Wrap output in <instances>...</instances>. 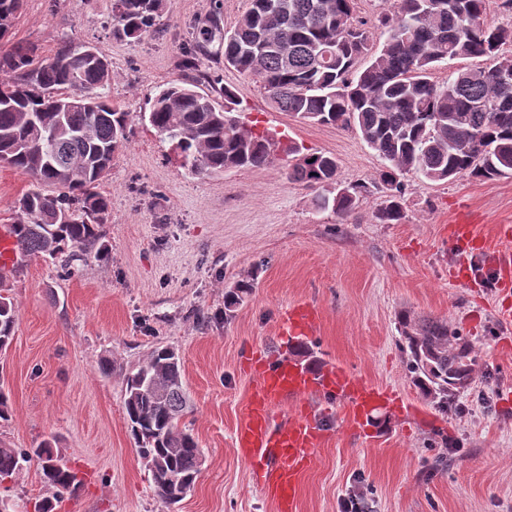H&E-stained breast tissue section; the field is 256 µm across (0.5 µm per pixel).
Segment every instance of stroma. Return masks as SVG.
<instances>
[{"instance_id": "35a3bbf8", "label": "stroma", "mask_w": 512, "mask_h": 512, "mask_svg": "<svg viewBox=\"0 0 512 512\" xmlns=\"http://www.w3.org/2000/svg\"><path fill=\"white\" fill-rule=\"evenodd\" d=\"M249 0H163L167 34L112 37V0H26L13 38L50 54L75 39L109 60V95L141 111L156 88L182 78L190 24L220 8L232 28ZM200 69L237 96L235 116L276 132L268 166L194 175L170 143L135 125L101 190L112 202L104 256L73 273L49 258L17 260L4 284L17 318L0 353L10 418L0 446L44 440L70 460L83 486L60 512H276L235 446L246 415L253 351L292 344L283 322L305 305L319 316L306 338L310 359L344 365L399 397L374 411L368 434L350 430L338 404L315 403L327 432L299 480L297 512H343L358 497L367 512H512V320L502 318L492 252L511 242L512 176L430 181L405 176L406 217L382 224L388 192L377 187L339 217L317 208L316 191L288 178L287 145L334 156L339 183L370 182L383 161L352 128L303 122L276 109L256 79ZM473 225L486 250L465 254L451 226ZM252 283L225 307L226 293ZM446 321L474 343L480 367L448 413L413 387L397 316ZM180 357L191 410L183 423L204 451L194 490L169 506L156 494L124 410V376L157 344ZM38 465L10 484L15 512L55 497Z\"/></svg>"}]
</instances>
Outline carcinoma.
I'll return each mask as SVG.
<instances>
[{
  "mask_svg": "<svg viewBox=\"0 0 512 512\" xmlns=\"http://www.w3.org/2000/svg\"><path fill=\"white\" fill-rule=\"evenodd\" d=\"M24 0H0V42L9 41ZM162 0H112V37L141 39L158 30ZM485 0H392L379 19L385 39L371 43L353 17V0H250L231 29L221 12L190 28L182 66L203 57L259 79L278 109L300 120L352 127L384 161L378 183L389 191L383 224L404 218V184L412 173L431 181L512 175V70L500 52L512 45V24L485 20ZM486 57L489 68H460L436 84L442 62ZM110 63L92 45L66 40L49 56L34 45L0 53V165L31 177L13 202L12 234L23 257H50L64 270L92 253L109 222L111 201L98 187L115 154L129 142L134 121L150 126L184 155L194 173L261 168L273 163V138L239 123L219 87L198 91L193 81L166 84L135 116L107 93ZM224 98L220 104L218 98ZM292 181L324 190L321 209L344 216L370 191L366 182H337L336 159L302 155ZM252 285L230 289V308ZM16 328L9 297L0 293V351ZM406 367L420 393L448 412L473 382L479 357L473 342L429 318L399 316ZM187 407L181 364L168 347L155 348L125 376L124 408L157 495L176 506L195 487L203 462L193 433L179 426ZM59 495L34 512H55L61 494L82 480L51 444L0 447V485L32 462Z\"/></svg>",
  "mask_w": 512,
  "mask_h": 512,
  "instance_id": "1",
  "label": "carcinoma"
}]
</instances>
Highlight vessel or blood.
Listing matches in <instances>:
<instances>
[{
  "label": "vessel or blood",
  "instance_id": "1",
  "mask_svg": "<svg viewBox=\"0 0 512 512\" xmlns=\"http://www.w3.org/2000/svg\"><path fill=\"white\" fill-rule=\"evenodd\" d=\"M450 241L464 253L483 251L484 245L472 225L451 228ZM16 262L14 239L8 226L0 227V275L10 273ZM500 291L512 290V252L495 254ZM288 320L297 334L316 329V312L303 305L292 308ZM255 380L246 417L238 428L235 445L252 465V476L263 493L274 500L278 512H296L300 476L311 466L313 451L325 437L314 417L312 403L320 399L340 401L352 414L353 428L364 429L370 408L377 403H395L394 393L370 384L344 367L316 368L281 354L257 357L252 362ZM291 406L288 419L273 420L275 411Z\"/></svg>",
  "mask_w": 512,
  "mask_h": 512
}]
</instances>
